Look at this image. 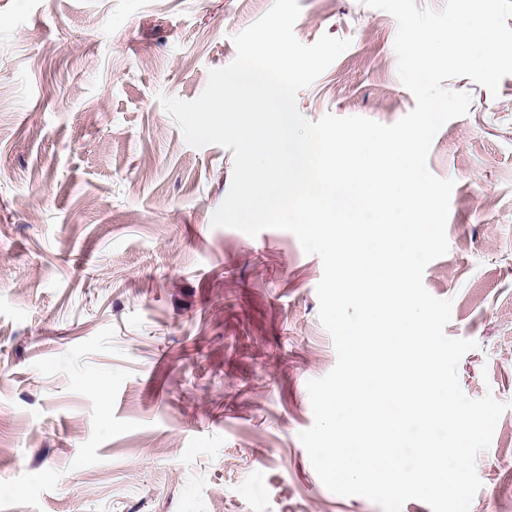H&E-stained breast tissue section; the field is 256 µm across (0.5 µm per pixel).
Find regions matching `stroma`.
<instances>
[{
	"label": "stroma",
	"mask_w": 512,
	"mask_h": 512,
	"mask_svg": "<svg viewBox=\"0 0 512 512\" xmlns=\"http://www.w3.org/2000/svg\"><path fill=\"white\" fill-rule=\"evenodd\" d=\"M296 38L349 47L298 111L390 125L415 106L398 25L362 0H298ZM273 0H0V512H381L329 491L299 432L337 356L321 259L280 229L212 226L231 150L188 145L193 100ZM428 167L454 188L452 302L471 399L512 400V75L466 77ZM470 512H512V409L476 458Z\"/></svg>",
	"instance_id": "35a3bbf8"
}]
</instances>
